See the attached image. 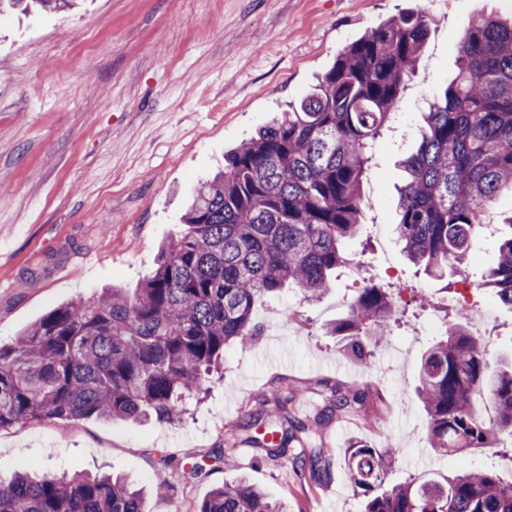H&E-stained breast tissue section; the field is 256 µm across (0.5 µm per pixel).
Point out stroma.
Returning <instances> with one entry per match:
<instances>
[{
  "instance_id": "35a3bbf8",
  "label": "stroma",
  "mask_w": 512,
  "mask_h": 512,
  "mask_svg": "<svg viewBox=\"0 0 512 512\" xmlns=\"http://www.w3.org/2000/svg\"><path fill=\"white\" fill-rule=\"evenodd\" d=\"M424 13L430 37L395 108L405 132L377 144L364 183V233L347 251L390 250L395 279L413 299L399 309L369 363L344 356L329 325L354 288L338 280L319 299L290 291L258 304L254 343L228 347L223 364L187 402L180 421L31 422L0 430V481L34 474L113 473L139 490L145 512H194L215 487L246 476L288 512H360L343 457L350 445L394 448L389 480L493 466L512 456L443 457L426 436L416 390L424 323L445 285L418 272L396 241L371 225L397 221L398 163L417 147L427 100L456 75L469 22L512 17V0H76L58 14L0 17V341L53 307L109 287L136 288L175 240L189 190L224 167L275 113L316 84L367 29L400 12ZM368 394L364 408L332 418L318 441L327 474L297 478L244 441L238 425L259 401L293 396L322 409L333 386ZM230 448L232 465L158 492L160 456L201 460Z\"/></svg>"
}]
</instances>
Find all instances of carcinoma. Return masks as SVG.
<instances>
[{"mask_svg":"<svg viewBox=\"0 0 512 512\" xmlns=\"http://www.w3.org/2000/svg\"><path fill=\"white\" fill-rule=\"evenodd\" d=\"M59 13L69 0H0L4 8ZM429 19L405 11L364 32L338 54L299 101L288 105L198 184L184 230L134 290L106 288L61 304L0 343V430L25 422L150 417L173 423L218 367L224 348L259 334L254 308L285 288L318 299L348 262L345 243L364 230L363 177L372 145L388 128L415 74ZM458 73L430 103L420 143L401 167L396 233L407 260L428 276L466 273L480 216L512 190V20L474 19L457 45ZM511 232L497 238L496 265L476 282L512 309ZM392 317L391 289L363 288L330 332L342 352L366 361L368 339ZM487 342L455 311L421 358L419 395L438 453L512 441V363L487 358ZM366 393L335 387L314 420L288 401L265 398L259 417L288 424L246 443L269 460L288 458L299 476L328 468L323 448L288 454L323 422L364 405ZM393 449L353 445L344 465L362 512H512V483L488 469L386 486ZM159 469L176 482L203 474L170 456ZM0 512H144L139 492L110 476L27 473L0 483ZM194 512H288L244 476L216 487Z\"/></svg>","mask_w":512,"mask_h":512,"instance_id":"carcinoma-1","label":"carcinoma"}]
</instances>
